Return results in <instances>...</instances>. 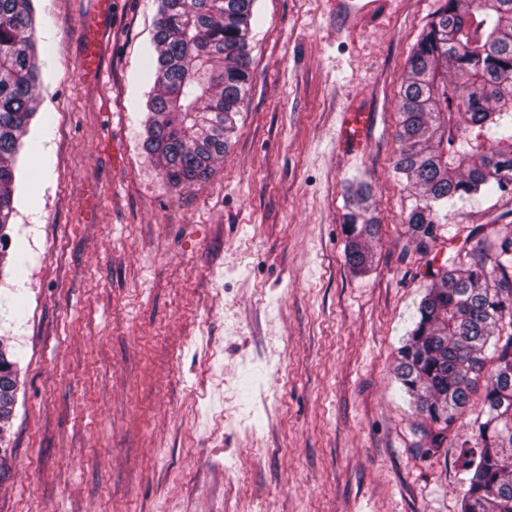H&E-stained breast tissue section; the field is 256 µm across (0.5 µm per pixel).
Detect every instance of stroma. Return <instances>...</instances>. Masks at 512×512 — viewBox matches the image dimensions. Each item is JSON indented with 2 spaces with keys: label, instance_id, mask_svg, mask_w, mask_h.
<instances>
[{
  "label": "stroma",
  "instance_id": "35a3bbf8",
  "mask_svg": "<svg viewBox=\"0 0 512 512\" xmlns=\"http://www.w3.org/2000/svg\"><path fill=\"white\" fill-rule=\"evenodd\" d=\"M443 3L382 0L344 27L325 0H256L230 149L172 189L143 151L158 0H34L48 52L0 255L20 380L0 512H460L462 451L421 456L393 369L430 270L471 250L469 225L512 224V193L442 211L428 254L406 232L399 91ZM354 106L373 123L349 155ZM356 183L382 224L362 272ZM98 32L97 24L91 19L87 20L82 28L85 52L81 66L86 74L92 73V76L97 72ZM368 123L369 113L361 108L342 113L338 143L344 152L357 154L364 150ZM370 195L359 186L350 196L352 203L350 211L346 214L347 245L345 256L347 263L353 269H363L372 261L370 242L379 236L381 224L371 216L366 217Z\"/></svg>",
  "mask_w": 512,
  "mask_h": 512
}]
</instances>
